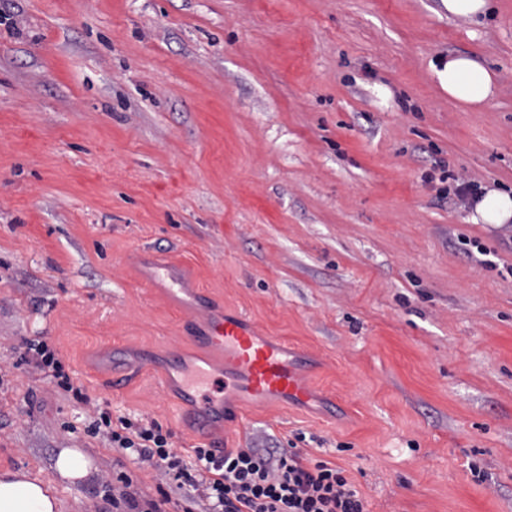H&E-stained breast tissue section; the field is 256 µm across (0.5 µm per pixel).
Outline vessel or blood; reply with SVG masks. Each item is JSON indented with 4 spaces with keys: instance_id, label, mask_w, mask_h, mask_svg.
<instances>
[{
    "instance_id": "vessel-or-blood-1",
    "label": "vessel or blood",
    "mask_w": 512,
    "mask_h": 512,
    "mask_svg": "<svg viewBox=\"0 0 512 512\" xmlns=\"http://www.w3.org/2000/svg\"><path fill=\"white\" fill-rule=\"evenodd\" d=\"M147 283L169 284L182 290L183 282L171 264L155 262ZM192 334L199 343L211 346L220 354L219 363L205 362L185 376L182 387L189 397L198 399L205 408L215 406L214 389L254 400L308 401L311 393L303 382L297 358L286 340L269 336L239 315H217L203 323L192 324Z\"/></svg>"
}]
</instances>
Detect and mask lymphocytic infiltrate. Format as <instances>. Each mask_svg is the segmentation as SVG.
I'll return each instance as SVG.
<instances>
[{
	"label": "lymphocytic infiltrate",
	"mask_w": 512,
	"mask_h": 512,
	"mask_svg": "<svg viewBox=\"0 0 512 512\" xmlns=\"http://www.w3.org/2000/svg\"><path fill=\"white\" fill-rule=\"evenodd\" d=\"M23 359L73 399L86 401L82 386L65 373L46 342L28 343ZM87 431L133 452L138 463L154 468L162 479L200 489L208 512H369L341 468L325 461L305 464L293 448H178L160 424L116 418L108 409Z\"/></svg>",
	"instance_id": "obj_1"
}]
</instances>
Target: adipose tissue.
<instances>
[{"label": "adipose tissue", "instance_id": "1", "mask_svg": "<svg viewBox=\"0 0 512 512\" xmlns=\"http://www.w3.org/2000/svg\"><path fill=\"white\" fill-rule=\"evenodd\" d=\"M450 99L466 106L489 104L496 95L494 73L470 55L452 54L438 73ZM472 223L512 222V195L486 187L478 194L469 216ZM57 480H50L25 469L0 471V512H61L56 481L68 483L95 478L91 458L77 448L61 449L56 461Z\"/></svg>", "mask_w": 512, "mask_h": 512}]
</instances>
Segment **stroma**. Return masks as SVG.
Instances as JSON below:
<instances>
[{"mask_svg":"<svg viewBox=\"0 0 512 512\" xmlns=\"http://www.w3.org/2000/svg\"><path fill=\"white\" fill-rule=\"evenodd\" d=\"M452 53L494 71L482 111L440 83ZM462 182L512 194V0H0V470L78 448L98 474L63 512H117L124 474L155 495L85 434L107 407L178 448L297 446L371 512H512V229ZM213 306L286 338L310 401L198 413L182 370L216 353L184 324ZM449 16L476 18L490 10L491 0H442ZM164 282L169 284L170 291L188 293L184 288L182 280L174 274L173 266L169 263L156 261L153 265V271L150 273L147 283L149 286L162 285ZM23 359L27 365H33L46 376L52 377L57 386L73 399L79 402L88 400L82 386L75 384L69 374L65 373L62 361L56 351L46 342L28 343Z\"/></svg>","mask_w":512,"mask_h":512,"instance_id":"stroma-1","label":"stroma"}]
</instances>
